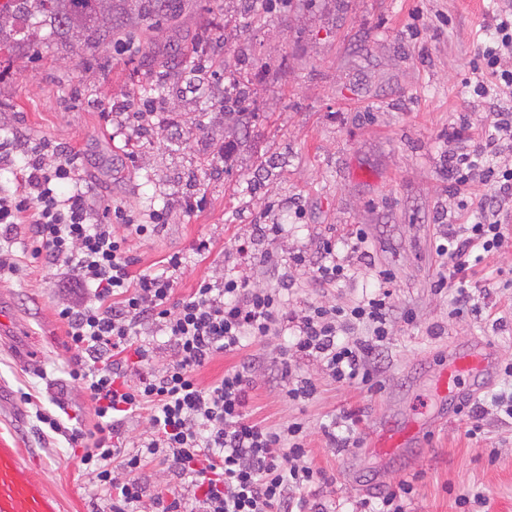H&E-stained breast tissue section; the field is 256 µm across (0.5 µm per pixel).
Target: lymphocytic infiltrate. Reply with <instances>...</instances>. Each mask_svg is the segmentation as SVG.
Returning a JSON list of instances; mask_svg holds the SVG:
<instances>
[{
	"instance_id": "f902f5d3",
	"label": "lymphocytic infiltrate",
	"mask_w": 512,
	"mask_h": 512,
	"mask_svg": "<svg viewBox=\"0 0 512 512\" xmlns=\"http://www.w3.org/2000/svg\"><path fill=\"white\" fill-rule=\"evenodd\" d=\"M508 56L512 8L501 11L494 38L483 46L481 90L512 93ZM511 134L512 118L498 114L476 153L458 159V184L482 169L495 177L499 191L511 192L512 168L497 171L486 164L489 149ZM25 169L23 193L0 190V226L22 235L31 259L66 267L74 284L71 300L57 306L56 314L79 353L70 379L94 402L97 422L90 429H68V440L82 448L79 462L108 495L109 512H324L304 497L323 477L301 462L307 454L304 423L270 428L250 420L249 365L227 371L208 387L195 373L217 354L240 352L246 338L288 326L297 352L323 362L334 381L371 384L373 362L389 335L391 290L376 289L348 309L310 307L293 325L286 322L281 289L251 288L234 279L202 280L177 302L181 256L134 271L124 237L111 225L92 222L75 153L57 152L49 159L39 153ZM503 239L498 211L485 207L474 223L449 225L441 251L458 275L471 253L492 252ZM358 323L370 326V336L342 339ZM147 324L166 336L172 360L132 383L126 378L129 366L150 364L156 354L155 344L140 337ZM144 411L151 432L137 450L127 451L119 442L122 429ZM154 463L177 479H190L192 496L174 487L151 489L141 475Z\"/></svg>"
}]
</instances>
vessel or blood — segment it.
I'll return each mask as SVG.
<instances>
[{"label": "vessel or blood", "instance_id": "obj_1", "mask_svg": "<svg viewBox=\"0 0 512 512\" xmlns=\"http://www.w3.org/2000/svg\"><path fill=\"white\" fill-rule=\"evenodd\" d=\"M497 367L495 350L485 344H463L448 356L435 383L437 394L456 411L463 401L476 396L491 380ZM427 424L411 421L381 430L374 446L382 455H402L427 431ZM57 500L46 490L18 449L0 444V512H58Z\"/></svg>", "mask_w": 512, "mask_h": 512}]
</instances>
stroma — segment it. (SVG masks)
Returning a JSON list of instances; mask_svg holds the SVG:
<instances>
[{
    "label": "stroma",
    "instance_id": "obj_1",
    "mask_svg": "<svg viewBox=\"0 0 512 512\" xmlns=\"http://www.w3.org/2000/svg\"><path fill=\"white\" fill-rule=\"evenodd\" d=\"M495 9L494 0H274L255 15L247 0H185L178 21L157 31L130 24L122 47L94 56L52 52L45 27L19 51L0 52V141L17 130L27 142L79 151L96 218L126 235L138 268L185 257L175 299L204 279L284 282L286 312L297 317L311 305H353L390 278L394 312L375 387L334 382L323 362L290 348L287 330L247 339L240 355H218L198 372L211 385L251 360L252 420L304 422V462L325 476L308 497L328 512H357L403 480L415 488L408 512H459L455 497L468 490L484 492L490 512H512V419L490 403L512 364V230L468 272L481 313L456 315L455 288L437 285L448 262L436 247L449 225L476 221L484 198L512 213V197L494 183L459 185L448 172L491 126L492 111L467 80L485 66L480 46ZM207 28L222 46L202 56L205 73L188 78L181 64ZM161 73L163 96L138 126L130 106L146 102L145 87ZM237 81L250 88L254 116L228 163L221 101ZM119 210L163 221L154 235H130ZM200 239L213 245L202 258L192 253ZM329 241L345 275L325 286L316 274ZM12 251L17 269L0 277L11 324L0 334V441L38 461L60 512H107L104 491L78 470L79 449L35 416L49 411L67 427L96 422L68 375L73 353L55 313L64 276L24 256L21 243ZM477 341L501 365L478 396L479 417L464 411L437 425L410 457L378 454L373 438L385 424L424 406L442 415L432 389L448 349ZM297 376L314 386L308 401L286 394ZM345 413L359 447L323 433ZM475 423L481 432L472 437Z\"/></svg>",
    "mask_w": 512,
    "mask_h": 512
}]
</instances>
